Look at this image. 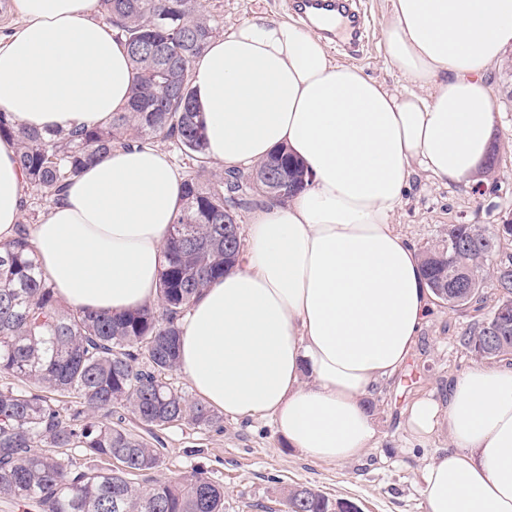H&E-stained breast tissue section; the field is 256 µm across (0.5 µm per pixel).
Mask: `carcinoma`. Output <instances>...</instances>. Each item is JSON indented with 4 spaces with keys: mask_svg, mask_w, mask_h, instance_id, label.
<instances>
[{
    "mask_svg": "<svg viewBox=\"0 0 512 512\" xmlns=\"http://www.w3.org/2000/svg\"><path fill=\"white\" fill-rule=\"evenodd\" d=\"M99 13L124 40L134 81L128 106L92 128L44 136L0 112V138L15 140L26 184L46 197L114 147L170 141L196 162L182 182V206L165 245L156 306L123 313L61 304L37 271L26 237L0 244V374L31 389L0 388V495L33 500L40 512H224V489L194 471L143 490L130 476L158 467L157 449L112 425L125 408L146 426L187 423L218 427L203 402L163 381L179 370L180 320L208 285L238 259L224 245V216L237 222L232 194L237 169L209 167L205 136L191 90L192 66L220 34L202 0H98ZM249 188L285 201L305 187L304 165L277 150L253 166ZM512 222L482 229L448 225L447 238L423 249L433 294L450 308L477 297L493 275L500 295L487 316L459 338L481 360L512 355V258L493 264ZM79 448L114 459L116 469L82 470L44 450ZM287 512H349L310 487L285 493Z\"/></svg>",
    "mask_w": 512,
    "mask_h": 512,
    "instance_id": "carcinoma-1",
    "label": "carcinoma"
}]
</instances>
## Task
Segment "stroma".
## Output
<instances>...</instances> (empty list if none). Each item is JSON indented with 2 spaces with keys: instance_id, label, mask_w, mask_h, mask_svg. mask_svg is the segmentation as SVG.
Returning a JSON list of instances; mask_svg holds the SVG:
<instances>
[{
  "instance_id": "1",
  "label": "stroma",
  "mask_w": 512,
  "mask_h": 512,
  "mask_svg": "<svg viewBox=\"0 0 512 512\" xmlns=\"http://www.w3.org/2000/svg\"><path fill=\"white\" fill-rule=\"evenodd\" d=\"M360 3L370 20L363 46L351 53L333 44L329 51L339 62L395 83L398 76L386 62L382 36L390 20V0ZM206 6L227 31L254 10L279 19L293 17L287 0H206ZM487 81L497 102L492 129L498 147L495 169L480 172L477 184L470 187L443 184L422 172L413 176L394 224L416 249L445 238L452 224L492 227L512 219V47L490 67ZM497 298V283L490 276L482 301L469 308L453 310L433 300L412 356L367 399L377 435L361 459L319 462L287 448L268 419L227 416L218 430L183 424L159 431L160 463L135 476V483L148 488L196 469L223 486L225 512H281L285 491L298 485L351 500L361 512H426L422 474L435 453L447 447L448 435L442 431L426 442L412 437L407 409L422 397L447 404L449 383L476 363L457 338L488 313Z\"/></svg>"
}]
</instances>
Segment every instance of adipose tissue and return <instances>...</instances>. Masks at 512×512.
I'll list each match as a JSON object with an SVG mask.
<instances>
[{"label": "adipose tissue", "mask_w": 512, "mask_h": 512, "mask_svg": "<svg viewBox=\"0 0 512 512\" xmlns=\"http://www.w3.org/2000/svg\"><path fill=\"white\" fill-rule=\"evenodd\" d=\"M97 0H13L0 33V111L49 135L104 122L133 71ZM390 86L338 63L298 24L253 13L210 42L191 85L206 157L227 169L283 147L305 189L257 211L235 267L180 324V371L209 407L270 418L288 447L358 460L376 428L365 399L411 357L433 295L419 255L393 228L411 176L472 184L490 154L488 67L512 47V0H391ZM183 176L149 145L112 149L65 183L42 220L21 225L25 180L0 138V243L26 232L38 271L73 309L156 305ZM411 434L448 446L427 466L426 512H512V369L476 364L448 403L420 398Z\"/></svg>", "instance_id": "ef3b65f1"}]
</instances>
